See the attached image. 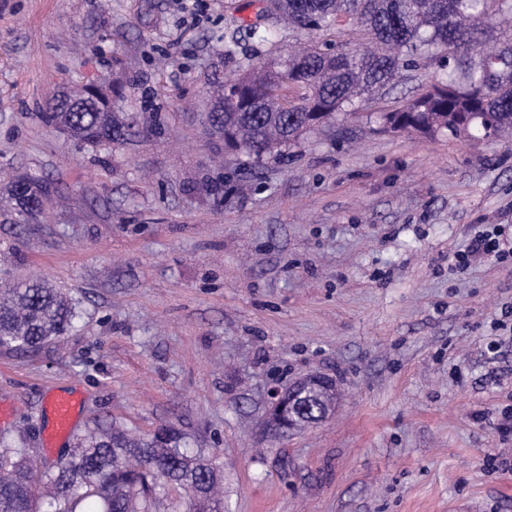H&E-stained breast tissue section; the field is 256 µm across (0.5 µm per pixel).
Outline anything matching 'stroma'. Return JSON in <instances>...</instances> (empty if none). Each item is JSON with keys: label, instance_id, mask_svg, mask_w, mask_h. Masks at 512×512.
<instances>
[{"label": "stroma", "instance_id": "35a3bbf8", "mask_svg": "<svg viewBox=\"0 0 512 512\" xmlns=\"http://www.w3.org/2000/svg\"><path fill=\"white\" fill-rule=\"evenodd\" d=\"M259 0H0V172L52 181L37 224H0V278L83 310L37 354L0 351V438L53 466L54 388L77 422L170 427L224 469V512H512V257L460 271L475 233L512 247V142L374 132L431 60L279 155L205 134L208 87L266 55L231 19ZM117 80L137 132L81 149L39 118ZM223 177L224 195L192 189ZM336 379L325 421L263 429L267 392ZM79 401L76 393L52 391L46 400L47 427L45 444L54 448L73 432Z\"/></svg>", "mask_w": 512, "mask_h": 512}]
</instances>
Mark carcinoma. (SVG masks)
Instances as JSON below:
<instances>
[{
  "label": "carcinoma",
  "instance_id": "1",
  "mask_svg": "<svg viewBox=\"0 0 512 512\" xmlns=\"http://www.w3.org/2000/svg\"><path fill=\"white\" fill-rule=\"evenodd\" d=\"M507 24L512 0H262L245 36L273 51L238 66L217 84L201 114L234 156L280 154L305 134L353 116L363 102L396 84L421 60L445 73L401 107L376 116L383 132L446 133L453 139L496 140L512 134V41L480 49L485 29ZM308 35L307 46L277 49L280 26ZM321 32L334 40L317 37ZM122 85L64 91L42 122L78 145L100 148L132 134L121 112ZM49 181L16 173L0 183L3 222L28 224L43 214ZM78 303L43 278L0 290V348L36 352L74 330ZM331 387L311 381L289 398L288 428L327 419ZM224 472L191 454L171 428L139 435L111 424L76 438L71 463L40 470L29 449L0 441V512H157L158 490L184 496L186 512H224Z\"/></svg>",
  "mask_w": 512,
  "mask_h": 512
}]
</instances>
